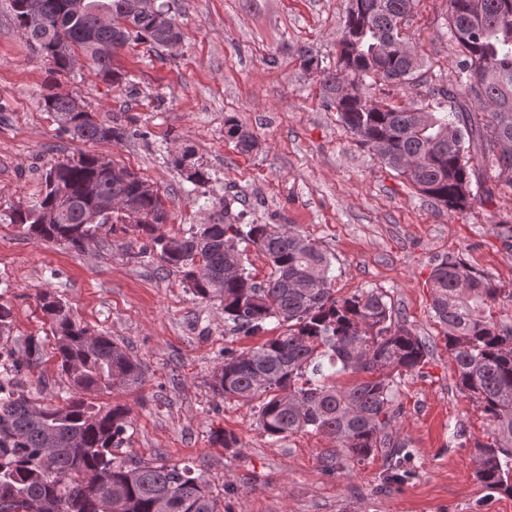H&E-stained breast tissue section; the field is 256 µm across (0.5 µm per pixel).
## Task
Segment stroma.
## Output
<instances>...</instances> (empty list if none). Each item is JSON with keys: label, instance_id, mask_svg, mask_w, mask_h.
<instances>
[{"label": "stroma", "instance_id": "1", "mask_svg": "<svg viewBox=\"0 0 512 512\" xmlns=\"http://www.w3.org/2000/svg\"><path fill=\"white\" fill-rule=\"evenodd\" d=\"M182 34L173 50L130 42L113 60L120 86L90 64L54 73L20 34L0 0V299L13 311L10 346L42 351L41 380L30 394L60 404L68 382L58 367L51 325L38 296L50 291L91 332L114 337L145 371L136 390L95 395L96 404L130 408L129 440L119 453L191 468L212 486L218 512H512V494L476 478V443L492 439L482 408L458 390L445 328L431 308L429 276L437 258L461 257L488 274L501 295L495 322L512 327V187L491 186L481 164L462 212H440L343 128L323 103L317 73L299 51L335 61L348 0H168ZM448 0H417L402 33L421 61L419 78L375 86L376 98L418 107L429 89L456 82L459 47L448 36ZM49 93L80 100L98 119L130 117L123 142H83L43 108ZM236 117L258 140L241 151L224 133ZM191 150L209 183L192 187L176 163ZM90 153L137 173L165 199L167 234L212 223V200L229 197L248 224L283 225L312 240L331 260L336 293L376 288L426 341L422 369L404 375L396 431L413 452L409 480H386L384 450L352 469L325 470L336 444L302 431L268 436L257 404L216 396L213 376L225 350L261 345L283 331L270 321L254 336L229 333L219 305L200 300L180 274L162 270L145 240L102 228L76 251L30 239L6 220L35 204L50 164ZM235 437L233 447L218 441Z\"/></svg>", "mask_w": 512, "mask_h": 512}]
</instances>
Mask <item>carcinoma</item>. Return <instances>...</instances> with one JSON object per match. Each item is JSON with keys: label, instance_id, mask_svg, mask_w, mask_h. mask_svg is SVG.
Returning a JSON list of instances; mask_svg holds the SVG:
<instances>
[{"label": "carcinoma", "instance_id": "carcinoma-1", "mask_svg": "<svg viewBox=\"0 0 512 512\" xmlns=\"http://www.w3.org/2000/svg\"><path fill=\"white\" fill-rule=\"evenodd\" d=\"M70 0H41L43 22L24 29L26 41L57 72L70 59L53 52L61 37L90 53L110 42L120 49L130 39L157 48L180 35L175 18L165 25L150 16L130 17L124 26L99 24V12L123 14L129 0H85L80 13L66 10ZM414 0H350L336 65L327 67L310 49L300 51L301 66L319 73L326 107L363 146L382 145L381 158L437 210L462 212L475 196L471 190L473 156L497 167V178L512 186V0H448V35L461 48L456 85L429 92L432 103L399 109L377 101L373 86H403L417 78V55L405 51L401 25ZM97 74L114 84L124 74L112 61L91 56ZM45 110L59 127L81 141H123L127 124L115 116L100 121L76 112L69 100L52 93ZM228 137L244 152L256 146L252 134L234 117L224 123ZM141 177L109 182L101 158L81 155L73 165L63 159L45 172L42 199L8 215L29 238L60 241L75 250L119 214L100 224L85 223L96 196L112 194L136 201L143 220L130 225L145 237L161 266L181 273L194 295L218 301L224 322L246 336L275 318L288 333L247 352L224 350V364L214 375L221 396L258 400L264 432L285 438L309 429L334 440L344 460L365 461L379 448L391 449L395 479L406 480L411 451L393 436L396 377L420 369L429 346L395 318L377 289L338 297L332 287L326 253L288 227L243 224L224 199L214 224H200L181 237L163 231L168 215L162 196L138 194ZM67 189L74 201L66 220L45 224L55 189ZM241 242L256 247L270 272L257 282L243 265ZM432 310L447 329L456 387L482 408L493 425L489 443L476 444V478L487 488L512 493V329L487 316L500 288L483 272L454 256L436 259L431 274ZM56 338L59 367L70 384L62 406H42L18 379L20 362L9 348L12 309L0 302V503L14 512H216L210 485L177 465L121 459L131 427L130 410L104 408L92 396L115 387H138L144 370L112 337L92 333L69 314L53 293L38 296ZM369 374L339 389L326 371Z\"/></svg>", "mask_w": 512, "mask_h": 512}]
</instances>
